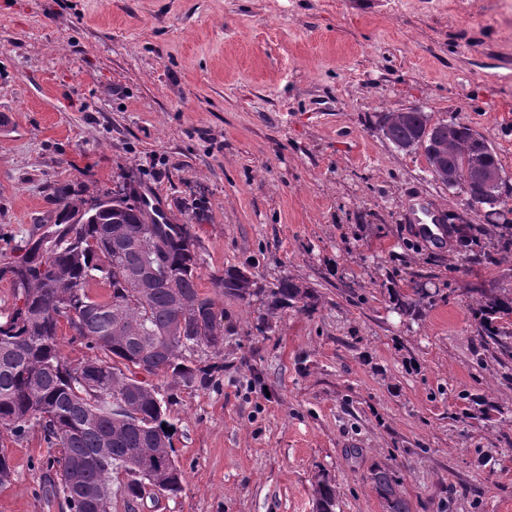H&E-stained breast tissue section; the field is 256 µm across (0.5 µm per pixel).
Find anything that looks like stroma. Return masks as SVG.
Segmentation results:
<instances>
[{"label": "stroma", "mask_w": 512, "mask_h": 512, "mask_svg": "<svg viewBox=\"0 0 512 512\" xmlns=\"http://www.w3.org/2000/svg\"><path fill=\"white\" fill-rule=\"evenodd\" d=\"M422 107L470 124L512 184V0H0V265L64 185L91 201L125 184L190 225L199 287L231 265L289 277L316 311L218 298L224 368L172 397L183 490L145 512H512V359L482 350L471 288L512 291V208L436 184L380 113ZM463 252L415 235L406 192ZM431 303L404 315L393 291ZM0 512H61L40 489L53 451L6 439ZM378 495L384 500L387 512H411L410 503L401 490L399 480L386 468H378L371 477Z\"/></svg>", "instance_id": "35a3bbf8"}]
</instances>
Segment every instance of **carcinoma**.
Instances as JSON below:
<instances>
[{"instance_id":"obj_1","label":"carcinoma","mask_w":512,"mask_h":512,"mask_svg":"<svg viewBox=\"0 0 512 512\" xmlns=\"http://www.w3.org/2000/svg\"><path fill=\"white\" fill-rule=\"evenodd\" d=\"M395 136L416 137L432 122L429 112H411L407 120L387 112ZM443 153L457 184L482 204L483 185L470 173L478 159L502 169L497 153L471 126H443ZM134 189H119L88 203L65 186L57 190L61 216L42 224L18 247L22 255L0 268L9 278L14 304L0 311V432L14 439L41 429L48 447L64 455L46 461L43 492L60 497L65 512H112V477L122 474L124 505L135 512L146 498L177 495L184 474L171 455L173 424L158 386L138 378L139 371L184 387L204 386L209 370L193 366L186 354L203 349L212 358L224 353V309L198 285L199 255L188 224L150 217ZM158 246L160 279L143 288L144 241ZM102 282L109 294L93 297L88 285ZM215 292L246 304L261 300L266 313L259 330L285 308L315 310L310 288L283 277L266 288L246 268L233 265L212 279ZM481 345H495L512 358L500 320L512 314V291L500 294L469 288ZM25 298L26 309L16 304ZM426 294L398 292L393 301L407 315L421 314ZM92 355L74 365L58 341L61 321ZM387 512H411L399 480L386 468L372 473ZM316 512H335L336 490L324 480L315 488Z\"/></svg>"}]
</instances>
